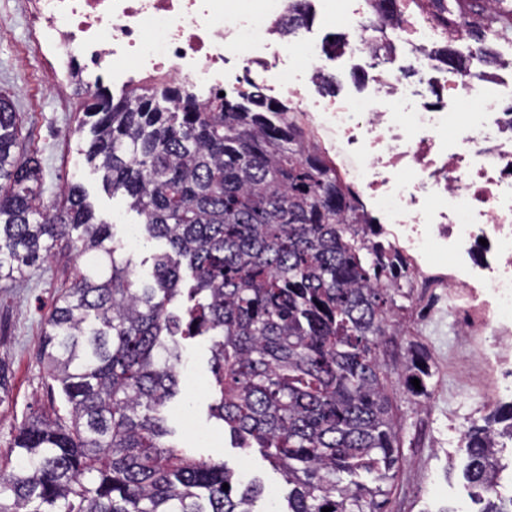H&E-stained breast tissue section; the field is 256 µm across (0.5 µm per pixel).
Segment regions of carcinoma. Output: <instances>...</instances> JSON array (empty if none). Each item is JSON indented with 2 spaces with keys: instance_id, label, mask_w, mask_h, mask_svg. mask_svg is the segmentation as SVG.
Masks as SVG:
<instances>
[{
  "instance_id": "obj_1",
  "label": "carcinoma",
  "mask_w": 512,
  "mask_h": 512,
  "mask_svg": "<svg viewBox=\"0 0 512 512\" xmlns=\"http://www.w3.org/2000/svg\"><path fill=\"white\" fill-rule=\"evenodd\" d=\"M308 2L288 0V34L307 25ZM370 2L375 23L396 11L397 0ZM454 3L435 14L443 24L476 42L491 31L512 40V0ZM438 60L468 74L448 47ZM94 87L76 128L88 135L86 160L144 217L149 238L187 260L193 304L181 324L171 310L180 264L167 252L154 255V284L132 280L131 258L80 184L60 207L41 201V161L16 153L18 114L0 94V281L23 278L60 243L86 257L40 340L67 416L34 410L16 429L0 512H264L259 481L165 441L179 334L211 337V416L286 477L287 512H384L401 458L387 386L395 377L421 397L431 378L412 341L396 365L381 359L401 328L406 263L305 144L288 104L216 89L203 105L165 83L116 98L99 77ZM505 434L512 402L464 434L477 512H512L499 490L509 466L493 448Z\"/></svg>"
}]
</instances>
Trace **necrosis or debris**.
<instances>
[{
    "instance_id": "1",
    "label": "necrosis or debris",
    "mask_w": 512,
    "mask_h": 512,
    "mask_svg": "<svg viewBox=\"0 0 512 512\" xmlns=\"http://www.w3.org/2000/svg\"><path fill=\"white\" fill-rule=\"evenodd\" d=\"M287 0H35L34 34L56 41L70 63L110 62L112 84L163 78L198 100L224 84V64L241 61L251 84L303 99L305 84L324 74L322 47L304 45L307 65L295 75L276 31ZM434 26L398 5L393 25L364 37L410 47L429 70ZM372 98L312 102L317 127L330 139L346 174L367 190L387 222L396 252L421 274L433 255L448 256L444 286L451 309L480 304L466 336H489L488 367L512 361V113L470 78L446 80V107L409 109L413 87L396 70L380 74ZM493 153H485V145Z\"/></svg>"
}]
</instances>
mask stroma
<instances>
[{
	"instance_id": "stroma-1",
	"label": "stroma",
	"mask_w": 512,
	"mask_h": 512,
	"mask_svg": "<svg viewBox=\"0 0 512 512\" xmlns=\"http://www.w3.org/2000/svg\"><path fill=\"white\" fill-rule=\"evenodd\" d=\"M31 0H0V92L11 95L19 121L23 151L37 152L43 168L44 202L61 204L68 186L79 183L97 217L112 226L117 242L132 260L138 282L152 280L153 257L167 251L165 241L141 235L143 219L104 187L101 176L84 156L85 137L75 128L83 116L86 94L77 92L67 64L55 53L36 48L30 38ZM307 28L292 35L291 59L302 62V41L325 43L323 56L333 87L312 86L310 98L339 100L372 95L376 89L374 59L352 55L354 31L330 22L321 0H313ZM469 38L429 43L428 49H455L467 57L471 78L500 97V111L512 106V44L488 40L497 62L487 67L470 57ZM84 266L72 251H53L24 281L0 288V361L9 368L10 398L0 404V455H9L16 427L31 409L63 408L64 402L46 378L38 358L43 320L61 288L68 286ZM405 328L382 352L386 363L400 360L406 342L421 343L433 373L429 398H414L402 384L390 389L392 411L400 430L402 461L393 481L387 512H441L448 504L469 499L459 478L465 462L464 446L449 443L453 425L469 427L497 409L500 399L481 393L484 368L472 358L466 340L457 332V316L448 309V295L428 280H415L405 299ZM211 342L200 336L180 343L185 366L179 367V393L167 414L172 444L200 447L202 453L224 460L234 471L262 481L271 494L272 512H285L288 485L258 449L236 448L221 422L210 419L214 402Z\"/></svg>"
}]
</instances>
